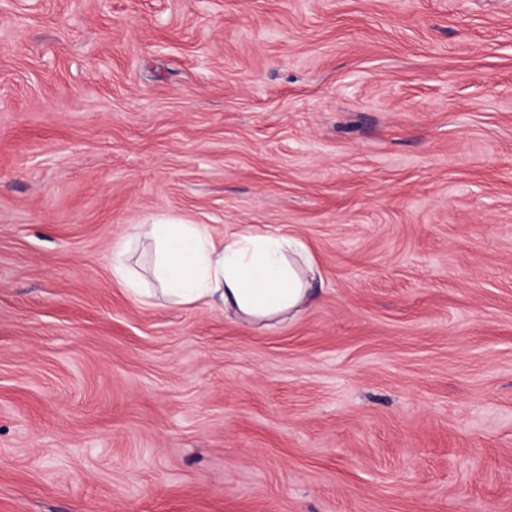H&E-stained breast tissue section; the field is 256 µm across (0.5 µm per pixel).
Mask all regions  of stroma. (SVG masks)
Here are the masks:
<instances>
[{
  "instance_id": "stroma-1",
  "label": "stroma",
  "mask_w": 512,
  "mask_h": 512,
  "mask_svg": "<svg viewBox=\"0 0 512 512\" xmlns=\"http://www.w3.org/2000/svg\"><path fill=\"white\" fill-rule=\"evenodd\" d=\"M165 212L318 299L135 298ZM0 512H512V0H0Z\"/></svg>"
}]
</instances>
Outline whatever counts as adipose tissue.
<instances>
[{"instance_id":"obj_1","label":"adipose tissue","mask_w":512,"mask_h":512,"mask_svg":"<svg viewBox=\"0 0 512 512\" xmlns=\"http://www.w3.org/2000/svg\"><path fill=\"white\" fill-rule=\"evenodd\" d=\"M132 237L152 248L157 289L131 267L129 249L113 256L112 272L144 302L158 292L175 304L218 301L240 322L271 328L316 297L321 272L305 243L292 236L235 233L217 239L206 225L158 214L134 225Z\"/></svg>"}]
</instances>
